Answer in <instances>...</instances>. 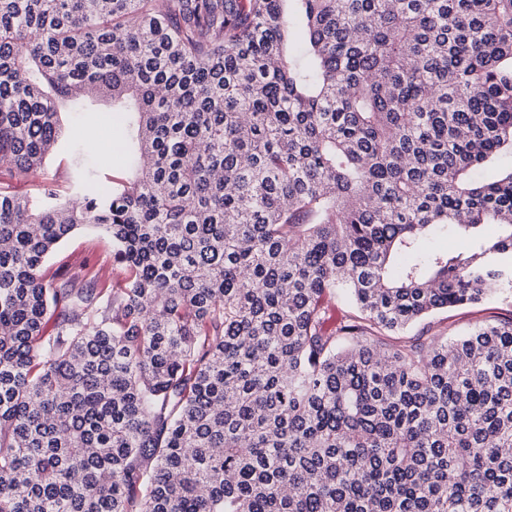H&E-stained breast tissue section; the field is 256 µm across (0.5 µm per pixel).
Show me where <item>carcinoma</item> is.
<instances>
[{
    "label": "carcinoma",
    "mask_w": 512,
    "mask_h": 512,
    "mask_svg": "<svg viewBox=\"0 0 512 512\" xmlns=\"http://www.w3.org/2000/svg\"><path fill=\"white\" fill-rule=\"evenodd\" d=\"M89 88L132 176L0 186V512H512V321L404 335L512 295V0H0L1 175ZM112 239L78 230L62 241L48 257L44 270L53 273L63 268L68 275H79L84 266L101 268L112 279Z\"/></svg>",
    "instance_id": "1"
}]
</instances>
